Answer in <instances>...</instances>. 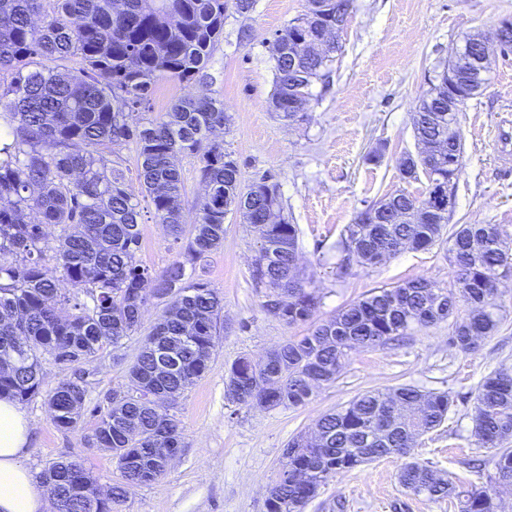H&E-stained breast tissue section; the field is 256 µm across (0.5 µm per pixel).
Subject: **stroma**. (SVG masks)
<instances>
[{"label":"stroma","mask_w":512,"mask_h":512,"mask_svg":"<svg viewBox=\"0 0 512 512\" xmlns=\"http://www.w3.org/2000/svg\"><path fill=\"white\" fill-rule=\"evenodd\" d=\"M306 8L307 0H255L248 14L229 15L207 78L190 84L160 81L153 113L188 93L223 100L230 123L215 136L238 158L243 184L265 175L278 182L284 213L299 227V264L322 297L316 321L328 320L376 287L420 277L454 287L447 248L409 250L374 266L354 262L340 276L336 243L366 202L399 190L415 196L424 191L426 177L406 179L398 169L402 156L420 149L413 132L415 106L429 77L465 38L492 36L503 20H512V0H352L330 76L313 87L308 121L288 123L268 108L273 91L268 42ZM506 113L512 114V60L494 64L486 89L458 115L462 172L450 222L498 225L512 243V169L497 160L499 121ZM378 148L382 158L369 162L368 154ZM141 209L138 258L159 270L179 247L165 225L156 223L149 203ZM224 229L223 247L202 271L224 297V326L207 372L171 407L184 446L161 477L133 488L112 512H267L266 499L292 437L311 431L321 415L365 391L403 384L447 391L454 399L445 423L419 439L415 457L460 486H487L492 467L477 473L466 466L470 458L492 456L475 444L471 409L485 377L512 370V277L500 285V323L476 349L453 345L449 323L416 329L402 342L351 352L336 382L316 389L305 405L260 410L226 400L229 366L241 357L258 358L305 329L265 314L264 291L251 276L259 245L238 217L227 218ZM140 346V335H134L84 364L90 406L107 407L112 390L126 388ZM22 410L31 436L20 463L31 476L52 462L77 460L101 489L122 483L111 454L86 442L92 420L64 433L43 399ZM402 464L385 458L337 475L319 488L305 512H456L448 500L404 490L397 480Z\"/></svg>","instance_id":"35a3bbf8"}]
</instances>
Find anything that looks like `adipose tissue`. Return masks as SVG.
<instances>
[{
	"mask_svg": "<svg viewBox=\"0 0 512 512\" xmlns=\"http://www.w3.org/2000/svg\"><path fill=\"white\" fill-rule=\"evenodd\" d=\"M30 441L24 412L10 398L0 399V512H48L43 488L20 459Z\"/></svg>",
	"mask_w": 512,
	"mask_h": 512,
	"instance_id": "ef3b65f1",
	"label": "adipose tissue"
}]
</instances>
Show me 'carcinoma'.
Masks as SVG:
<instances>
[{"instance_id":"cac0c4a2","label":"carcinoma","mask_w":512,"mask_h":512,"mask_svg":"<svg viewBox=\"0 0 512 512\" xmlns=\"http://www.w3.org/2000/svg\"><path fill=\"white\" fill-rule=\"evenodd\" d=\"M351 0H308L313 25L349 13ZM228 0H0V397L20 403L45 396L56 427L79 429L85 411L96 417L88 443L112 454L125 482L102 491L83 465L56 461L41 472L54 512H112L131 488L157 480L161 460L183 448L176 416L164 410L207 370L223 298L191 271L224 245V221L240 212L260 243L252 278L265 289L262 309L290 327L307 326L258 359L228 368L224 395L237 404L275 409L306 404L314 389L338 378L356 349H374L411 330L454 317L452 343L478 346L499 323L495 300L512 276V247L496 224H457L444 235L450 212L427 214L435 175L456 182L461 136L448 135V79L471 92V69L454 56L422 97L413 116L426 156L401 159L409 178L424 170L419 197L391 194L362 209L339 241L343 258L375 265L406 250L448 242L458 291L418 278L372 289L322 323L321 298L300 276L298 227L282 214L281 194L264 180L245 187L241 166L213 139L229 116L224 102L191 95L148 117L156 83L201 80L224 39ZM303 28L288 24L268 48L274 88L269 108L287 122L308 118L312 86L330 72L335 44L311 53ZM135 146L138 178L157 223L178 256L156 271L143 266L141 209L123 169L107 154ZM198 158L197 220L182 222L185 184L179 157ZM278 222L269 223L271 210ZM34 211L38 219H26ZM59 228L48 239L46 226ZM73 290L63 295L58 281ZM166 308L128 370L129 385L112 391L106 411L87 409L82 375L42 394L45 358L73 368L107 345L134 335L148 301ZM447 392L401 385L369 390L323 415L315 429L288 442L267 512H304L329 478L388 457L412 454L416 442L448 418ZM477 447L492 448L490 481L512 484V373L497 370L478 386L472 410ZM304 478L297 479L294 472ZM398 482L430 500L454 497L458 512H498L494 489L458 491L451 479L408 458Z\"/></svg>"}]
</instances>
